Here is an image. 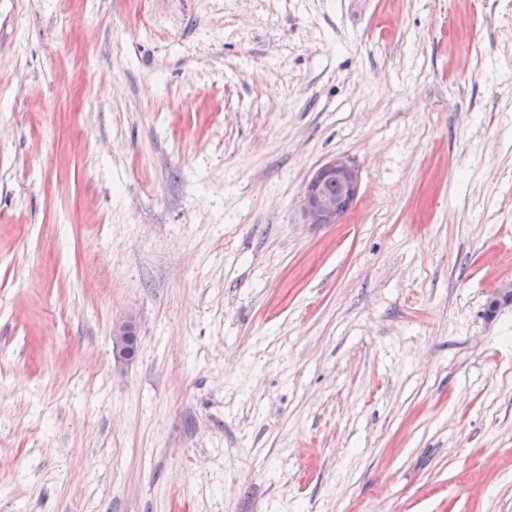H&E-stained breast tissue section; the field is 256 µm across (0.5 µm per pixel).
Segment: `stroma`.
Returning a JSON list of instances; mask_svg holds the SVG:
<instances>
[{"mask_svg": "<svg viewBox=\"0 0 512 512\" xmlns=\"http://www.w3.org/2000/svg\"><path fill=\"white\" fill-rule=\"evenodd\" d=\"M508 282L512 0H0V512H512ZM333 185H336V193L329 189ZM357 189V174L346 161L333 159L321 165L311 178L305 196V209L311 223H339L355 201ZM137 335V328L132 317H125L112 322V353L116 361H128L135 356L138 346ZM132 339L136 344V349L134 355L128 358L125 356V350L131 345Z\"/></svg>", "mask_w": 512, "mask_h": 512, "instance_id": "obj_1", "label": "stroma"}]
</instances>
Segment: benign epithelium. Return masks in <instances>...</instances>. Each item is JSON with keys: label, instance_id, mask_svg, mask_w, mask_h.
Here are the masks:
<instances>
[{"label": "benign epithelium", "instance_id": "1", "mask_svg": "<svg viewBox=\"0 0 512 512\" xmlns=\"http://www.w3.org/2000/svg\"><path fill=\"white\" fill-rule=\"evenodd\" d=\"M358 177L346 161L333 159L321 165L311 178L305 196V209L313 224H337L350 209L357 196ZM512 305V282L495 291L487 302L486 314ZM112 353L116 360L126 361L125 350L138 341L133 318L112 322Z\"/></svg>", "mask_w": 512, "mask_h": 512}]
</instances>
